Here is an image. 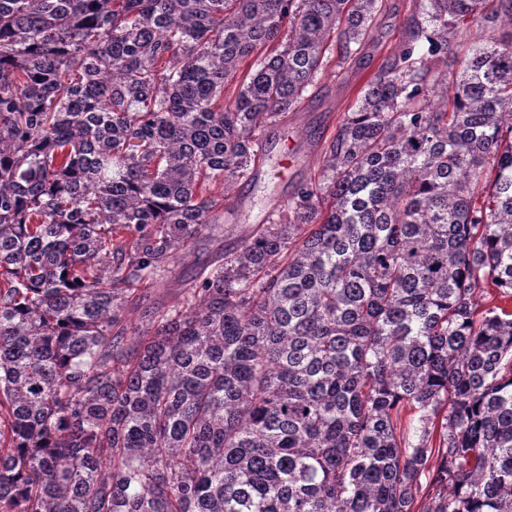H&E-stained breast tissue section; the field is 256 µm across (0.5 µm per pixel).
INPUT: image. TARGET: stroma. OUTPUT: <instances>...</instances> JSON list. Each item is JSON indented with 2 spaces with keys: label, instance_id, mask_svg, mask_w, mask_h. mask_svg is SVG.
Returning a JSON list of instances; mask_svg holds the SVG:
<instances>
[{
  "label": "stroma",
  "instance_id": "35a3bbf8",
  "mask_svg": "<svg viewBox=\"0 0 512 512\" xmlns=\"http://www.w3.org/2000/svg\"><path fill=\"white\" fill-rule=\"evenodd\" d=\"M409 6L410 0H387L386 13L378 17L369 32L365 58L341 68H330L309 90L299 108L289 113L287 125L266 130L267 163L283 166L285 173L281 179L272 180L263 172L255 182L239 181L229 186L227 201L238 204L242 226L263 223L269 211L286 200L297 183L319 173L322 136L334 132L344 112L355 105L359 90L400 46ZM239 241V228L228 224L190 240L165 273L162 284L134 297L128 304L124 326L130 330L146 327L153 312L174 302L181 288L201 267L214 263L224 250L235 247Z\"/></svg>",
  "mask_w": 512,
  "mask_h": 512
}]
</instances>
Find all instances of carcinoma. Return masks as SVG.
Listing matches in <instances>:
<instances>
[{
	"label": "carcinoma",
	"mask_w": 512,
	"mask_h": 512,
	"mask_svg": "<svg viewBox=\"0 0 512 512\" xmlns=\"http://www.w3.org/2000/svg\"><path fill=\"white\" fill-rule=\"evenodd\" d=\"M385 8L0 0V512H512V0H412L320 176L113 332Z\"/></svg>",
	"instance_id": "1"
}]
</instances>
